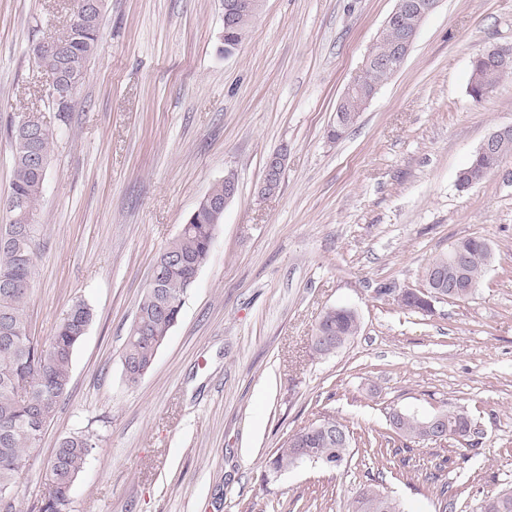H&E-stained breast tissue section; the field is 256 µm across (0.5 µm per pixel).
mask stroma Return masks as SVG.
Returning <instances> with one entry per match:
<instances>
[{"label": "stroma", "instance_id": "obj_1", "mask_svg": "<svg viewBox=\"0 0 512 512\" xmlns=\"http://www.w3.org/2000/svg\"><path fill=\"white\" fill-rule=\"evenodd\" d=\"M394 6L265 0L227 54L222 0H105L102 39L62 123L33 46L70 21L68 0H0V199L9 119L38 110L57 131L28 320L47 336L73 298L96 312L70 393L21 476L23 508L75 430L99 441L73 512H348L373 474L405 512H441L445 485L459 512L512 489V154L458 186L487 134L512 124V76L481 102L468 94L473 57L512 43V0H440L401 69L330 141L336 103ZM277 151L282 183L263 199ZM230 172L238 193L209 259L152 369L129 385L123 345L155 260ZM470 237L494 262L468 300L423 314L377 297L382 282L422 287L427 264ZM338 306L356 311L360 332L317 357L315 326ZM394 408L466 411L474 446L396 437L382 472L356 444L342 468L267 477L277 448L321 416L386 433Z\"/></svg>", "mask_w": 512, "mask_h": 512}]
</instances>
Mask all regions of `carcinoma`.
Segmentation results:
<instances>
[{
  "label": "carcinoma",
  "instance_id": "1",
  "mask_svg": "<svg viewBox=\"0 0 512 512\" xmlns=\"http://www.w3.org/2000/svg\"><path fill=\"white\" fill-rule=\"evenodd\" d=\"M104 0H98L93 16L79 12L70 25L55 38L68 49L70 74L84 79L100 38ZM255 20L252 13L236 14L232 26L224 31L220 51L236 50L248 37ZM40 68L54 77L61 60L51 50L35 55ZM366 108L365 100L351 98L347 103L351 120L343 125L334 122L329 137L339 140L357 124ZM12 139L13 179L10 191L0 200V210L12 217L14 199L24 201L35 213L46 181L30 158L31 145L17 131V122L8 126ZM57 133L47 125L41 128L36 148L44 164H49ZM512 153V138L497 146V157L475 154L468 166L475 170L493 169L505 155ZM224 213L198 204L181 225L179 233L168 242L156 258L153 273L157 282L148 284L139 300L135 319L126 336L122 366L129 384L135 385L151 369L157 353L177 324L185 298L206 264ZM38 225L13 221L0 224V492L10 494L11 509H16L17 478L25 470L28 451L40 442V417L55 419L66 399L71 383V363L75 348L93 320L92 307L82 298L71 300L62 318L49 336H36L27 321L35 274V256L39 248ZM467 253L463 279L479 284L482 272L492 262L488 244L480 238L457 242ZM448 271V256L432 259L425 268L424 287L437 288L436 274ZM359 333L355 312L347 307L326 311L312 336V350L327 357L341 349ZM448 432L460 435L458 443L470 444L472 424L464 411L442 410ZM392 430L415 443L436 441L428 426L429 417L393 410L389 415ZM343 434L347 443L353 436L348 426L334 418H325L292 434L269 460L272 476L304 464L341 468L348 463L349 448L336 440ZM97 447L95 435L73 431L64 436L45 469L44 484L48 495L41 500L38 512H71L72 487L87 460ZM351 512H404L400 503L385 495L378 486H364L351 503ZM482 512H512V490L503 491L485 501Z\"/></svg>",
  "mask_w": 512,
  "mask_h": 512
}]
</instances>
